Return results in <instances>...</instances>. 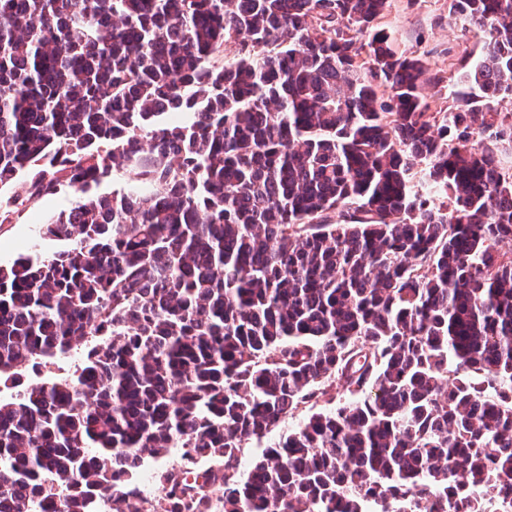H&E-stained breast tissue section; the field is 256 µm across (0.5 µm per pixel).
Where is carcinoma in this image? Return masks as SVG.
<instances>
[{
    "mask_svg": "<svg viewBox=\"0 0 512 512\" xmlns=\"http://www.w3.org/2000/svg\"><path fill=\"white\" fill-rule=\"evenodd\" d=\"M389 2L0 0V189L73 195L0 263V512H132L175 448L220 468L164 512L512 494V0H449L488 42L443 111ZM178 463H179V457L177 454V449H173L172 452L164 459H160V460L148 459L145 462L143 468L140 470V472L137 475V482L139 483V485L141 483L142 487L146 491V488H145V485L143 482V476L145 474L152 475L154 477V480L158 483L157 477H156L157 473H161L162 471H165L167 469H169V470L172 468L177 469Z\"/></svg>",
    "mask_w": 512,
    "mask_h": 512,
    "instance_id": "obj_1",
    "label": "carcinoma"
}]
</instances>
